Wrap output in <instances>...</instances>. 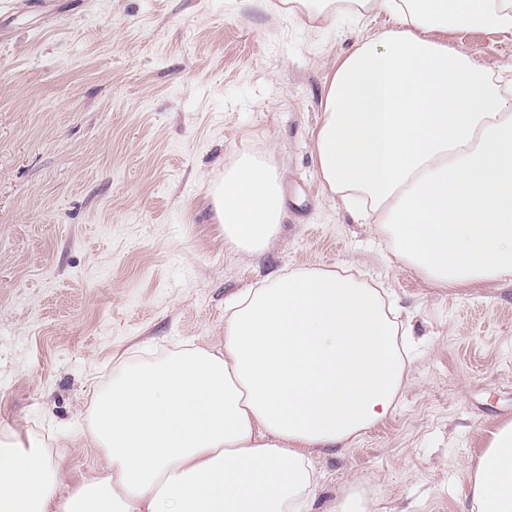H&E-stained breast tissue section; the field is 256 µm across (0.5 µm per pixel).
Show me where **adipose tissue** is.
Returning <instances> with one entry per match:
<instances>
[{
  "label": "adipose tissue",
  "mask_w": 512,
  "mask_h": 512,
  "mask_svg": "<svg viewBox=\"0 0 512 512\" xmlns=\"http://www.w3.org/2000/svg\"><path fill=\"white\" fill-rule=\"evenodd\" d=\"M393 15L327 81L316 174L439 288L512 277V88L432 30L512 37V0H348ZM224 243L263 251L286 204L240 156L210 192ZM385 290L300 266L229 300L224 340L123 369L95 403L99 475L67 487L36 437L0 441V512H307L311 456L346 448L406 376ZM471 512H512V423L478 456Z\"/></svg>",
  "instance_id": "adipose-tissue-1"
}]
</instances>
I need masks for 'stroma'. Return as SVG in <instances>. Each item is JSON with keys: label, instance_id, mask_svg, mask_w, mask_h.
<instances>
[{"label": "stroma", "instance_id": "stroma-1", "mask_svg": "<svg viewBox=\"0 0 512 512\" xmlns=\"http://www.w3.org/2000/svg\"><path fill=\"white\" fill-rule=\"evenodd\" d=\"M395 25L279 0H0V436L40 437L67 484L95 475L87 415L122 362L216 345L233 295L333 268L393 292L414 350L397 407L316 458L311 512L343 487L370 512H470V468L512 422V280L433 286L323 191L312 152L331 70ZM442 40L512 81L502 35ZM244 153L287 196L260 253L225 245L209 199Z\"/></svg>", "mask_w": 512, "mask_h": 512}]
</instances>
